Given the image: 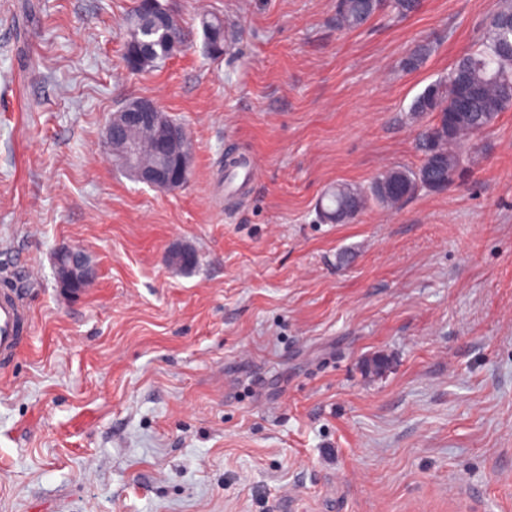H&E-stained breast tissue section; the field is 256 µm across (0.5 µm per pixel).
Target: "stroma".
<instances>
[{"instance_id": "1", "label": "stroma", "mask_w": 512, "mask_h": 512, "mask_svg": "<svg viewBox=\"0 0 512 512\" xmlns=\"http://www.w3.org/2000/svg\"><path fill=\"white\" fill-rule=\"evenodd\" d=\"M167 2L189 38L134 72L138 0H0V289L33 321L0 367V512H512V109L446 191L318 216L420 166L408 107L501 0L354 31L336 0ZM142 96L188 131L180 187L103 150ZM230 152L260 162L234 192ZM63 246L98 268L72 297ZM208 53L218 57L224 53V22L219 18H205L201 22Z\"/></svg>"}]
</instances>
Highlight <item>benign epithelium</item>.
Wrapping results in <instances>:
<instances>
[{"mask_svg":"<svg viewBox=\"0 0 512 512\" xmlns=\"http://www.w3.org/2000/svg\"><path fill=\"white\" fill-rule=\"evenodd\" d=\"M138 126L147 129V139L135 137ZM104 144L109 155L150 187L177 188L189 175L191 152L186 128L173 123L149 98H134L111 115ZM193 257L190 248L174 247L166 254V262L172 267L183 266ZM56 275L61 291L76 295L97 278V268L83 251L63 247L56 253Z\"/></svg>","mask_w":512,"mask_h":512,"instance_id":"obj_1","label":"benign epithelium"}]
</instances>
